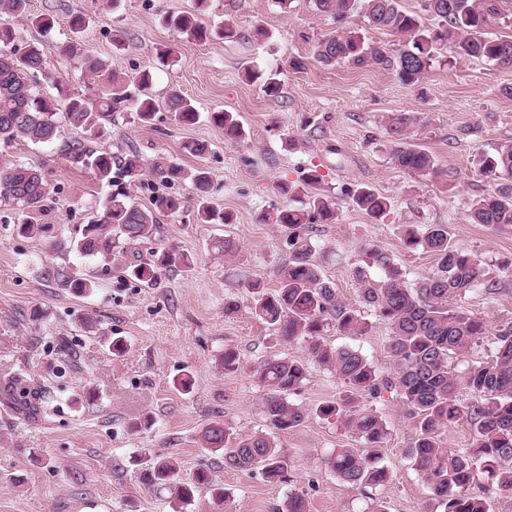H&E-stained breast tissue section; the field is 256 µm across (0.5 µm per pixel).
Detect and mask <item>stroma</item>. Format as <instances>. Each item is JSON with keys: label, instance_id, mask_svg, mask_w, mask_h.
I'll return each instance as SVG.
<instances>
[{"label": "stroma", "instance_id": "1", "mask_svg": "<svg viewBox=\"0 0 512 512\" xmlns=\"http://www.w3.org/2000/svg\"><path fill=\"white\" fill-rule=\"evenodd\" d=\"M193 8L194 0H32L33 13L54 15L57 24L47 33L19 27L21 39L40 43L50 71L72 88L92 91L79 61L62 51L76 37L114 71L155 67L156 100L178 89L203 115L235 113L245 135L234 144L204 118L182 126L161 107L148 125L132 111L117 113L104 137L95 140L115 153L131 149L148 161L162 155L186 168L204 167L219 185L213 204L234 217L230 224H200L191 206L162 216L156 237L136 245V252L147 258L173 244L191 264L163 271L152 286L112 261L80 257L68 243L110 198L146 206L171 188L188 193L187 185L171 187L151 174L132 181L118 170L111 180H97L88 167L68 160L67 146L91 138L65 121L51 143L0 149V164L20 161L40 168L52 187L40 216L49 226L45 239L19 234L21 211L0 202V393L15 378L43 390L41 408L31 414L0 396V512H173L169 491L146 487L142 480L147 456L155 452L171 455L184 477L210 470L224 489L226 498L219 503L210 488H199L181 512H277L292 486L306 491L310 512H370L378 500L388 512H435L427 486L402 454L417 427L394 394L357 397L379 412L389 429L382 451L388 483L351 489L326 468L323 460L333 449L359 442L339 419L316 411L345 393L336 375L323 369L312 370L291 396L307 409L304 422L276 438L292 484L225 470L221 454L210 451L201 435L214 421L240 434L264 430L265 390L253 366L267 358L305 355L303 343L285 342L255 317L249 290L253 282L276 287L274 271L288 257V232L260 217L285 205L277 183L298 181L305 170H318L320 192L338 206L335 223L314 225L312 244L323 275L348 302L358 300L356 269L375 279L383 275L369 262L372 248L402 268L409 283L431 275L434 256L406 249L399 227L444 224L451 244L477 256L509 284L497 299L470 293L459 299V307L483 316L493 331L512 323V227L467 218L472 200L488 187L477 167L479 155L512 141V98L500 93L512 86V67L462 57L450 46L422 85L407 86L378 68L317 64L313 45L337 24L312 0H290L284 9L274 0H210L202 23L234 22L242 37L233 43L190 41L167 25V15ZM73 13L88 20L77 36L68 26ZM258 24L271 34L266 42L249 37ZM118 37L119 48L113 44ZM163 46L171 50L164 64L156 56ZM249 68L275 72L280 96L269 98L248 81ZM393 112L420 116L412 135L433 155L432 173L412 175L392 164L386 124ZM188 141L205 142L209 150L193 156L183 149ZM361 185L390 199L381 219L351 205L349 194ZM225 236L237 242L235 256L212 252L213 240ZM55 269L92 274L98 286L75 295L52 278ZM228 298L238 303L230 316L224 313ZM83 316L92 328L80 324ZM365 317L368 333L349 336L331 328L324 339L354 348L380 371H389L388 331L373 312ZM115 338L123 340V354H112ZM229 348L243 362L233 373L219 363ZM189 375L194 384L182 390L179 382ZM146 415L153 427L133 431L132 422Z\"/></svg>", "mask_w": 512, "mask_h": 512}]
</instances>
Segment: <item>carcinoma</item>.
Segmentation results:
<instances>
[{
    "label": "carcinoma",
    "mask_w": 512,
    "mask_h": 512,
    "mask_svg": "<svg viewBox=\"0 0 512 512\" xmlns=\"http://www.w3.org/2000/svg\"><path fill=\"white\" fill-rule=\"evenodd\" d=\"M208 0H195L194 12L171 14L166 22L189 40L206 42L213 37L224 41L242 38L230 21L210 31L198 15ZM317 10L340 23L362 10L368 24L399 38L400 48L392 54L379 44L369 43L355 30L337 29L313 48L315 60L323 66L348 63L356 67L372 66L395 73L405 85L420 83L442 48L453 44L459 55L512 66V36H489L486 29L494 20L512 13V0H423V14L435 19L433 26L423 14L408 11L400 0H314ZM30 0H0V145L17 141L51 143L57 138L56 115L65 113L69 121L98 138L114 114L128 108L137 119L148 124L156 112L151 94L152 74L143 69L132 75H118L104 60L84 52L79 41L69 42L65 52L81 61V67L94 80L98 93L89 97L80 91L69 92L61 80L46 67L40 46L30 43L22 56L9 51L19 38L10 19L24 18L32 25L50 30L55 19L47 14L32 15ZM42 75L55 84L57 96H42L34 86V77ZM255 81L261 75L246 72ZM263 79V78H261ZM263 92L276 98L280 82L270 74L263 79ZM165 107L182 126L195 125L200 112L179 90L169 92ZM208 121L224 129V138L236 141L244 135L242 125L232 112H210ZM417 117L397 112L388 118L391 159L400 169L424 175L435 168L434 157L409 142ZM75 160L93 169L105 181L115 168L137 180L145 163L136 151L114 156L106 149L76 148ZM480 174L491 185L472 203L469 218L474 224L512 226V143L502 144L491 155L479 160ZM152 173L165 183L187 181V196L162 193L150 206L111 199L98 219L83 226L69 241V248L88 258L109 259L116 248L115 239L134 245L155 236L158 217L174 215L190 203L196 208L200 224H230L232 214L211 204L213 180L206 169L185 170L159 156L151 163ZM50 186L40 169L21 163L0 165V200L13 203L25 212L19 230L24 235L42 237L48 225L39 223L43 203ZM351 204L372 219L390 209L388 199L368 186L350 194ZM336 220V205L320 193L310 196L303 208L285 207L263 216V221L288 229L289 256L275 271L276 288L266 292L258 283L250 285L252 309L256 317L273 327L288 342L306 343L305 359H267L252 368L266 389L262 413L267 431L235 434L215 421L208 425L202 440L206 447L224 454V468L242 472H260L280 483L289 480L288 463L275 442V434L299 426L307 417L301 406L291 402L313 368L335 374L347 388V396L317 407L322 416L336 417L362 443L360 448H336L324 458L325 466L346 486L361 489L383 486L390 473L382 464V450L388 435L386 422L372 408L356 403L357 394L379 397L393 393L418 427V436L403 455L427 485L439 512H490L492 495L512 491V324L497 330L492 338L491 355L468 365L459 373L453 363L473 345L489 335L485 318L462 307L452 308L449 301L479 292L489 299L501 293L504 284L488 276L477 257L455 248L448 239L445 224H429L423 229L413 225L401 228V239L408 248H421L437 259L436 270L412 285L406 273L390 259L370 250L369 256L385 272L381 281L370 279L360 270L359 305L341 297L312 260L311 229L314 224ZM131 261L124 271L136 280L153 284L162 270L189 264L178 247L169 245L145 261L130 251ZM66 287L76 294L96 288L92 276H74ZM375 313L389 329L387 348L391 359L386 374L351 347H334L323 340L326 328L347 335H364L370 330L360 307ZM467 391L470 400L459 399ZM9 402L16 409L34 412L36 398L25 391L11 392ZM472 431V442L465 448L443 446L441 434L459 422ZM143 481L148 487L170 491L173 512L193 499L201 486H212V475L196 471L186 480L178 478L172 457L154 454L148 459ZM281 512H310L304 490H292Z\"/></svg>",
    "instance_id": "obj_1"
}]
</instances>
